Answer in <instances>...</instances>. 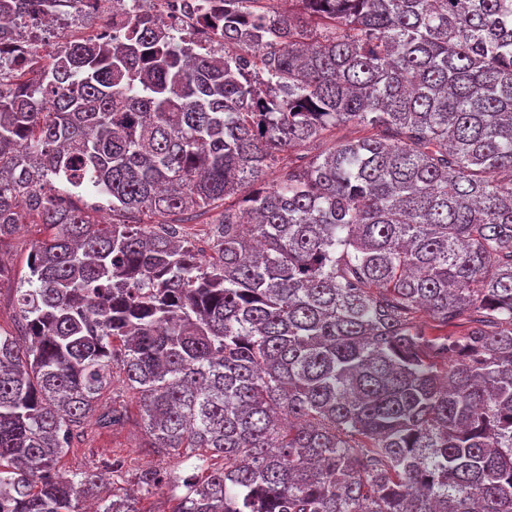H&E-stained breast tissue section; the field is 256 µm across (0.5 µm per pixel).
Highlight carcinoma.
Segmentation results:
<instances>
[{
    "mask_svg": "<svg viewBox=\"0 0 512 512\" xmlns=\"http://www.w3.org/2000/svg\"><path fill=\"white\" fill-rule=\"evenodd\" d=\"M81 2L0 0V30ZM222 2L204 53L126 0L121 37L0 90V243L43 226L0 512H82L97 468L58 463L116 379L201 477L96 512H512V0ZM221 205L207 254L185 225Z\"/></svg>",
    "mask_w": 512,
    "mask_h": 512,
    "instance_id": "obj_1",
    "label": "carcinoma"
}]
</instances>
